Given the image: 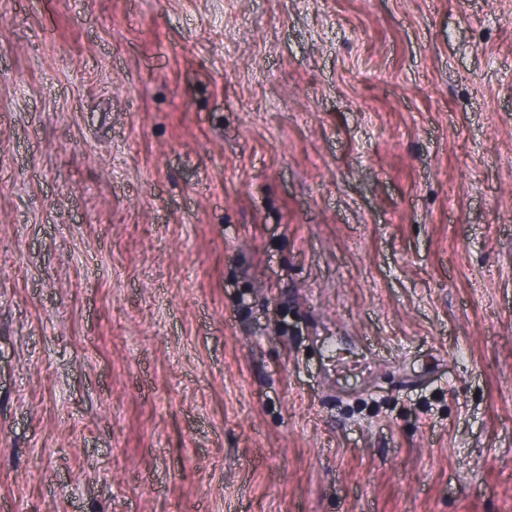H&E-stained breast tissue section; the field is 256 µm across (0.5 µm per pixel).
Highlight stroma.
Masks as SVG:
<instances>
[{"label":"stroma","instance_id":"obj_1","mask_svg":"<svg viewBox=\"0 0 512 512\" xmlns=\"http://www.w3.org/2000/svg\"><path fill=\"white\" fill-rule=\"evenodd\" d=\"M2 498L512 512V0H0Z\"/></svg>","mask_w":512,"mask_h":512}]
</instances>
